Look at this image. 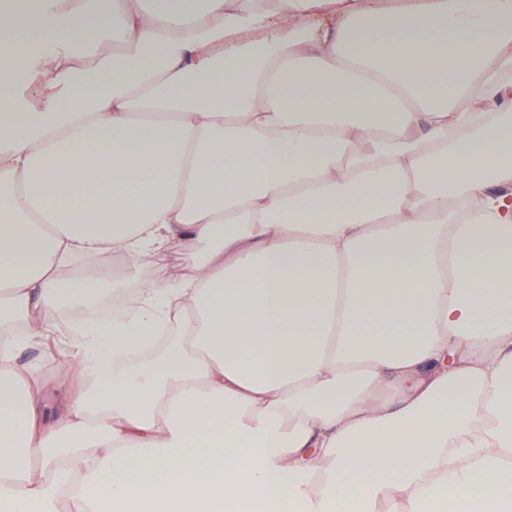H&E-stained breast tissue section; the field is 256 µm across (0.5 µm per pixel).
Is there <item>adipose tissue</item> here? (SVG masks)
I'll return each instance as SVG.
<instances>
[{
	"instance_id": "obj_1",
	"label": "adipose tissue",
	"mask_w": 512,
	"mask_h": 512,
	"mask_svg": "<svg viewBox=\"0 0 512 512\" xmlns=\"http://www.w3.org/2000/svg\"><path fill=\"white\" fill-rule=\"evenodd\" d=\"M0 8V512H512V0ZM124 321L75 255L163 265ZM71 336L45 422L17 361Z\"/></svg>"
}]
</instances>
